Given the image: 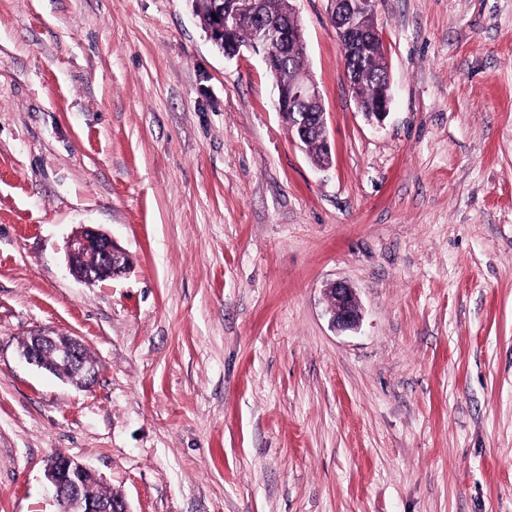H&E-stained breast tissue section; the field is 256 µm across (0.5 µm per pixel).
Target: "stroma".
I'll list each match as a JSON object with an SVG mask.
<instances>
[{
    "label": "stroma",
    "mask_w": 512,
    "mask_h": 512,
    "mask_svg": "<svg viewBox=\"0 0 512 512\" xmlns=\"http://www.w3.org/2000/svg\"><path fill=\"white\" fill-rule=\"evenodd\" d=\"M295 6L326 168L192 0H0V512H54L55 454L132 512H512V0H378L380 129ZM84 226L128 274L70 273ZM301 149L312 159L315 164L322 166L329 162L331 152L320 135L312 134L308 139L301 141ZM328 292L336 295L332 323L340 330H352L359 326L362 310L353 288L343 281L333 283ZM22 356L27 363L71 381L75 380L63 373L62 368L68 369L69 373L75 368L79 369L82 378L75 382L84 388L92 387L97 380V370L93 360L88 357V348L77 336L34 334L32 342L23 346Z\"/></svg>",
    "instance_id": "stroma-1"
}]
</instances>
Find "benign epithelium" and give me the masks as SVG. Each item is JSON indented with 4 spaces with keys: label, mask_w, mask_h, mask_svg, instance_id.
<instances>
[{
    "label": "benign epithelium",
    "mask_w": 512,
    "mask_h": 512,
    "mask_svg": "<svg viewBox=\"0 0 512 512\" xmlns=\"http://www.w3.org/2000/svg\"><path fill=\"white\" fill-rule=\"evenodd\" d=\"M258 0H232V7L224 8L222 24L210 30L215 42L226 45L224 54L234 56L245 46L259 53L257 43L242 44L232 39L233 33L243 24L254 20L258 11ZM330 22L341 34L340 45L343 55L355 57L366 50L375 40L381 38L380 30L365 25V19L376 13L377 0H327ZM264 33L271 38H286L305 50L304 33L301 25L284 27L271 21ZM262 58L272 75L276 98L274 107L282 111L285 104L297 100L320 103L322 98L317 84L310 75L306 55L288 73H281L274 60L268 55ZM357 109L372 125L381 128L389 114L391 97L371 103L354 96ZM327 136L326 113L309 118L303 117L297 127H288V136L294 144L312 132ZM70 270L87 283L110 281L127 273L131 267L126 253L112 243V239L92 227H84L70 238L67 244ZM328 292L336 295L332 323L340 330H352L359 326L362 310L353 288L343 281L333 283ZM22 356L27 363L43 369L55 376L66 377L62 369L73 371L77 368L82 374L78 384L92 387L97 380V370L88 357V348L77 336H50L43 333L32 335V342L22 348ZM45 478L53 490V498L58 507L56 512H130L125 498L93 500L84 496L83 487L87 483H97L96 473L75 457L58 458L52 456L45 466Z\"/></svg>",
    "instance_id": "obj_1"
}]
</instances>
